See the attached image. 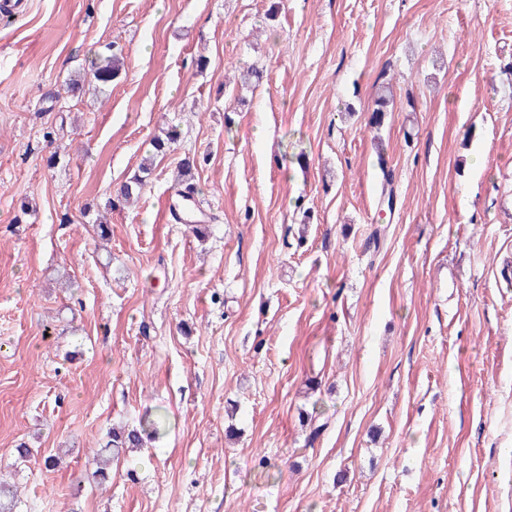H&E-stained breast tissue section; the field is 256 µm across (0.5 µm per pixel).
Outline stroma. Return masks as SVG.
<instances>
[{"instance_id": "obj_1", "label": "stroma", "mask_w": 512, "mask_h": 512, "mask_svg": "<svg viewBox=\"0 0 512 512\" xmlns=\"http://www.w3.org/2000/svg\"><path fill=\"white\" fill-rule=\"evenodd\" d=\"M109 44L119 78L68 96ZM188 153L202 236L167 218ZM1 476L13 512H512V0L0 15ZM392 100V91L389 87H384L378 91L373 101V108L369 118V126L372 128H379L383 125L386 112H389L388 107ZM153 167V159L150 161H145L140 165V172L144 174V176L138 175L135 176L132 180L127 181L121 185V187L117 190L114 197L108 198L105 202L104 209L112 210L118 204L129 203L132 199L137 198L144 186H145V177L148 176ZM111 434V433H110ZM142 445V433L138 430H116L112 429L110 440L105 448H99L93 452L92 461L96 464V470L93 476L98 481L105 482L110 474L108 466L110 464V456L108 455L110 448H138Z\"/></svg>"}]
</instances>
